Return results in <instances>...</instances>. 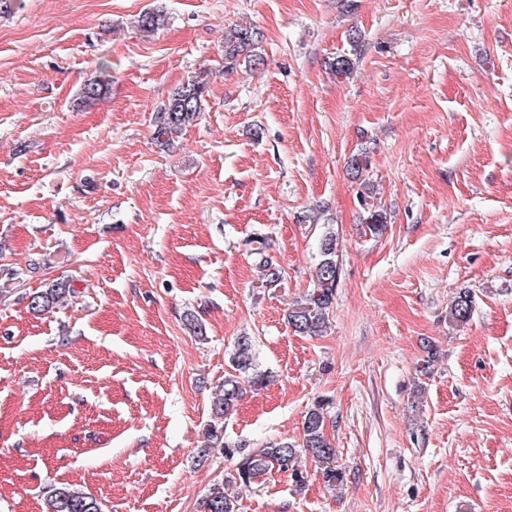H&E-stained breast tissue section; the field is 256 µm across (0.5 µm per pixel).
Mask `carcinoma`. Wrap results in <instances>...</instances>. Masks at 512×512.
Returning a JSON list of instances; mask_svg holds the SVG:
<instances>
[{
	"mask_svg": "<svg viewBox=\"0 0 512 512\" xmlns=\"http://www.w3.org/2000/svg\"><path fill=\"white\" fill-rule=\"evenodd\" d=\"M259 40L258 32L246 26H234L224 34V66L239 62L254 66L262 60L256 53ZM205 72L175 89L157 110L154 118V138L160 146L168 148L176 143L185 129L194 123L204 110V93L207 77ZM111 82L107 65H102L96 75L87 79L77 93V107L89 108L100 101ZM369 167L366 153L352 156L349 171L352 178L361 181L363 173ZM362 223L372 235L381 233L385 228V215L377 209H365ZM253 244L251 252L261 258L266 282L276 285L281 281L282 270L269 263L265 249L267 242L261 236L249 240ZM319 260L315 267L313 287L299 297L288 308L287 322L292 330L301 336H320L328 327L329 312L336 296L340 276V241L336 232L325 227L319 240ZM75 293L71 280H57L41 291L33 294L28 303L31 312L49 314L59 302ZM475 307L474 293L468 288L460 289L448 307V324L454 328L467 325ZM252 339L242 336L238 339L231 356L232 373L224 376L219 394L211 404V421L207 429V438L211 446H224V416L236 406L246 392V388L261 389L267 376L253 365ZM326 417L319 404L311 407L303 415V440L301 446L287 440L270 442L262 448L238 447L230 449V455L237 457L233 471L226 474L224 480L209 486L198 502L199 512H234L235 497L229 493L233 486H249L276 471L291 473V477L301 486L304 477L295 469L300 452L308 453L317 465V472L329 488L344 484L346 473L337 465L336 448L325 433ZM46 512H102L97 499L88 496L67 485L53 487L46 498Z\"/></svg>",
	"mask_w": 512,
	"mask_h": 512,
	"instance_id": "cac0c4a2",
	"label": "carcinoma"
}]
</instances>
